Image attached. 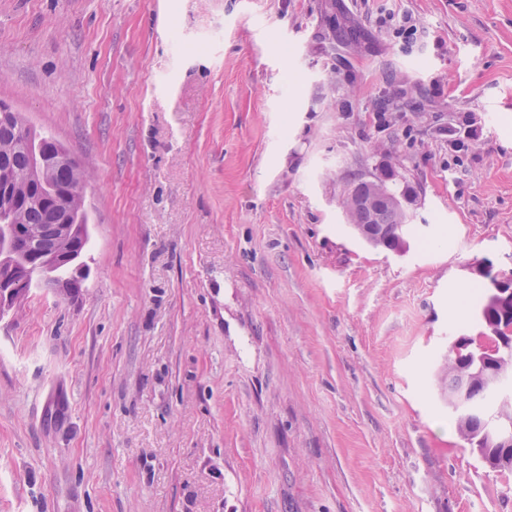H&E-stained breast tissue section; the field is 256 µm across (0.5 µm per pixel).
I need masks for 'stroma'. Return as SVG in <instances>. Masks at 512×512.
Returning <instances> with one entry per match:
<instances>
[{
	"mask_svg": "<svg viewBox=\"0 0 512 512\" xmlns=\"http://www.w3.org/2000/svg\"><path fill=\"white\" fill-rule=\"evenodd\" d=\"M0 100L89 173L79 291L0 318V512H512L444 381L512 276V0H0ZM386 167L401 253L343 207Z\"/></svg>",
	"mask_w": 512,
	"mask_h": 512,
	"instance_id": "35a3bbf8",
	"label": "stroma"
}]
</instances>
